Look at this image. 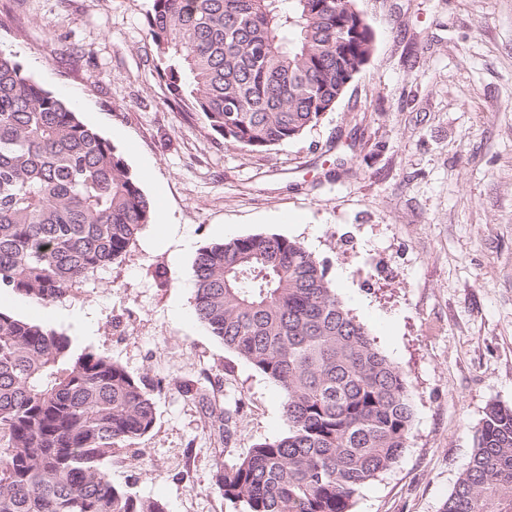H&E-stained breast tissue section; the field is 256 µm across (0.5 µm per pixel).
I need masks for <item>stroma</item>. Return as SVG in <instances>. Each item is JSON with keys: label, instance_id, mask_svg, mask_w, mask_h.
I'll use <instances>...</instances> for the list:
<instances>
[{"label": "stroma", "instance_id": "stroma-1", "mask_svg": "<svg viewBox=\"0 0 512 512\" xmlns=\"http://www.w3.org/2000/svg\"><path fill=\"white\" fill-rule=\"evenodd\" d=\"M358 7L366 68L316 126L253 152L170 99L150 0H0V48L112 142L159 212L44 322L154 384L155 425L110 473L165 512H239L217 464L287 430L280 388L195 315L193 261L212 242L278 234L328 260L402 370L408 446L353 512H441L488 407L512 406V0ZM202 392L237 411L228 445Z\"/></svg>", "mask_w": 512, "mask_h": 512}]
</instances>
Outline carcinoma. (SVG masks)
Masks as SVG:
<instances>
[{
    "label": "carcinoma",
    "mask_w": 512,
    "mask_h": 512,
    "mask_svg": "<svg viewBox=\"0 0 512 512\" xmlns=\"http://www.w3.org/2000/svg\"><path fill=\"white\" fill-rule=\"evenodd\" d=\"M357 0H151L156 73L230 146L302 136L373 54ZM153 205L117 148L0 49V293L60 302L126 254ZM194 311L274 382L287 431L217 465L241 512H352L407 447L402 371L300 242L253 234L199 249ZM199 401L226 442L237 410ZM152 389L102 352L0 307V512H164L106 463L150 432ZM442 512H512V408L489 406Z\"/></svg>",
    "instance_id": "carcinoma-1"
}]
</instances>
